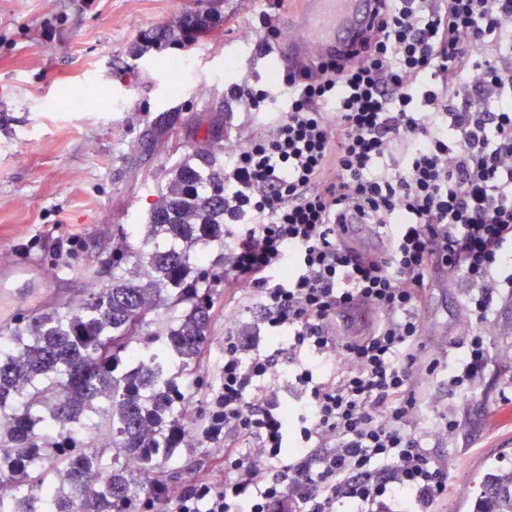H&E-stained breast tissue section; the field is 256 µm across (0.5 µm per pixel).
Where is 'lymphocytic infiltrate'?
Segmentation results:
<instances>
[{
    "mask_svg": "<svg viewBox=\"0 0 512 512\" xmlns=\"http://www.w3.org/2000/svg\"><path fill=\"white\" fill-rule=\"evenodd\" d=\"M376 2L359 48L283 72L285 107L224 160V292L249 293L254 329L226 332L200 423L221 470L146 512H436L448 496L427 442L462 421L428 422L415 396L418 311L441 268L479 325L512 288V0ZM349 224L376 225L383 250L356 249ZM359 306L379 323L337 343V313ZM490 362L474 332L451 391Z\"/></svg>",
    "mask_w": 512,
    "mask_h": 512,
    "instance_id": "obj_1",
    "label": "lymphocytic infiltrate"
}]
</instances>
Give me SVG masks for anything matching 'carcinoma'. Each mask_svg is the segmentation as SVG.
Instances as JSON below:
<instances>
[{"mask_svg":"<svg viewBox=\"0 0 512 512\" xmlns=\"http://www.w3.org/2000/svg\"><path fill=\"white\" fill-rule=\"evenodd\" d=\"M199 14L158 28L137 48L190 43ZM224 248V168L194 150L150 211L141 246L95 269L88 298L0 328V512H137L190 433L178 416L184 384L203 380L219 272L197 268L200 247ZM180 311L177 319L164 317ZM177 366L171 373V366ZM47 480L41 498L28 486ZM474 512H512V470L484 475Z\"/></svg>","mask_w":512,"mask_h":512,"instance_id":"obj_1","label":"carcinoma"}]
</instances>
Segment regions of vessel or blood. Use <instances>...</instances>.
<instances>
[{"label": "vessel or blood", "instance_id": "vessel-or-blood-1", "mask_svg": "<svg viewBox=\"0 0 512 512\" xmlns=\"http://www.w3.org/2000/svg\"><path fill=\"white\" fill-rule=\"evenodd\" d=\"M288 13L289 35L276 49L296 71L345 55L370 22L372 0H293Z\"/></svg>", "mask_w": 512, "mask_h": 512}]
</instances>
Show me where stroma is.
Masks as SVG:
<instances>
[{"label":"stroma","instance_id":"1","mask_svg":"<svg viewBox=\"0 0 512 512\" xmlns=\"http://www.w3.org/2000/svg\"><path fill=\"white\" fill-rule=\"evenodd\" d=\"M268 0H0V290L18 291L0 308V327L20 315L84 300L83 271L114 248L140 246L157 189L193 148L209 141L210 118L222 141H245L271 121L242 112L232 85L265 80L277 62L262 58L258 16ZM210 16L194 43L137 54L144 33L177 27L187 13ZM186 64L180 92L164 60ZM88 100L84 112L70 111ZM78 239L71 254L55 238ZM457 276L433 275L421 311L423 349L414 390L435 415L463 420L448 440L445 512H472L483 474L512 469V423L490 413L512 381V292H492V361L464 397L445 376L426 374L431 359L458 364L472 331ZM241 304L217 297L205 379L186 385L203 410L220 380L224 332L244 330Z\"/></svg>","mask_w":512,"mask_h":512}]
</instances>
